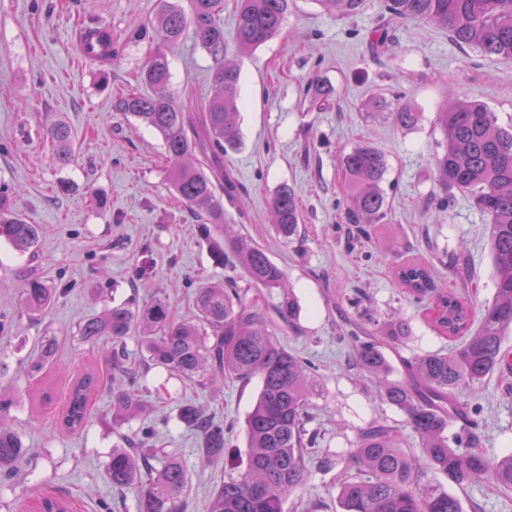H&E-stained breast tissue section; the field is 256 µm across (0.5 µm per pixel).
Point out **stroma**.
I'll return each mask as SVG.
<instances>
[{"label": "stroma", "instance_id": "1", "mask_svg": "<svg viewBox=\"0 0 512 512\" xmlns=\"http://www.w3.org/2000/svg\"><path fill=\"white\" fill-rule=\"evenodd\" d=\"M236 3L224 0L220 14L226 57L241 70L242 145L224 161L238 193L224 203V237L251 239L285 271L298 313L295 327L278 324L277 334L322 376L323 394L311 411L317 439L310 476L301 500L288 501L286 510L304 512L309 503L318 512H336L337 473L319 469V460L343 458L359 429L374 421L406 427L404 414L383 403L355 368L343 334L347 323L372 329L407 324L405 342L385 351L398 380L403 360L447 352L456 341L438 335L424 304L395 286L397 264L425 260L435 268L438 287L470 295L476 307L494 298L489 220L465 194L446 197L432 158L444 140L436 113L447 90L484 102L501 124L512 122V62L460 48L441 27L388 24L383 0H366L346 19L316 0H293L280 34L242 54L231 43ZM158 8L159 0H0V198L42 227L32 257L0 237V316L6 321L0 359L10 366L0 386L17 394L8 419L30 451L19 474L0 471V512H20L42 488L74 501L77 512H136V491L112 488L106 469L124 436L146 429L158 440L153 466L174 453L188 471L185 512H207L214 488L246 460L245 420L259 380L203 388L165 369L145 368L132 339L128 365L145 371L140 383L150 414L113 425L112 396L103 390L81 430L67 432L57 422L66 389L84 368L112 374L111 363L81 342V322L131 299L144 306L159 298L174 318L189 319L196 313V288L227 274L214 262L197 218L169 186L160 135L112 106L120 90L139 86L147 60L160 48L152 38H131ZM87 15L112 29L109 66L78 53L75 30ZM382 27L389 38L381 46L373 32ZM164 50L171 94L190 109L204 104L214 60L190 34ZM313 82L331 89V96L308 94ZM399 103L419 112L414 127L393 123ZM56 120L74 133V158L64 167L46 138ZM365 141L387 155V208L380 223L360 226L347 220L339 158ZM283 184L295 188L303 218L287 240L276 233L269 210ZM444 202L448 214L433 219ZM147 257L153 270L142 278L138 270ZM31 274L56 290L53 306L37 318L23 310L19 292ZM49 337L54 354L40 377H30L27 363ZM460 399L479 424L482 449L493 457L512 453V374L493 375L482 390ZM190 403L206 405L215 421L234 422L222 456L203 459L199 433L180 422V408Z\"/></svg>", "mask_w": 512, "mask_h": 512}]
</instances>
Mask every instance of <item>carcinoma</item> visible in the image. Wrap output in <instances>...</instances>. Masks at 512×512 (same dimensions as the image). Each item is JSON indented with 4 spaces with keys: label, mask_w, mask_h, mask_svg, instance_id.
Returning a JSON list of instances; mask_svg holds the SVG:
<instances>
[{
    "label": "carcinoma",
    "mask_w": 512,
    "mask_h": 512,
    "mask_svg": "<svg viewBox=\"0 0 512 512\" xmlns=\"http://www.w3.org/2000/svg\"><path fill=\"white\" fill-rule=\"evenodd\" d=\"M290 0H237L233 41L242 53L251 52L281 29ZM338 18L358 15L364 0H316ZM190 10L164 5L154 19L136 29L132 37H157L176 43L193 30L203 49L215 60L213 91L195 111L180 106L170 94L171 72L167 56L157 51L148 61L141 80L148 91L130 90L114 103L155 129L162 137L169 161L170 186L202 221L214 261L224 254L223 198H234L237 187L224 176V156L241 145L235 121L239 101V68L224 62L226 42L219 20L223 0H189ZM385 11L395 22L438 25L448 30L461 47L488 58L512 61V0H385ZM401 128L417 124L419 113L402 106L391 113ZM444 131L442 150L434 156L437 181L446 192L458 190L491 223L490 248L496 270L495 296L480 311L479 326L471 331L474 310L460 294L435 287L434 269L423 262L407 261L395 270L405 292L430 298L431 320L437 330L463 341L452 350L428 353L404 363L405 376L391 381L382 348L396 347L406 336L400 323L389 329L370 330L356 323L351 332L353 353L360 372L376 385L381 401L406 416V424L419 437L422 457H416L400 439V431L375 422L359 431L355 448L343 458L351 475L336 484L339 512H463L460 497L438 483L423 481L424 472L444 476L463 490L485 477L512 487V455L492 459L479 448L473 428L448 436V423L467 415L459 393L479 388L499 372L512 373V353L504 348L512 328V125L503 126L489 107L465 95L446 102L437 115ZM55 161L70 164L73 133L63 121L47 128ZM349 219L353 224H377L385 217V197L380 187L387 172L385 152L361 143L344 153ZM272 224L285 239L298 233L301 212L295 189L283 184L270 202ZM41 229L0 202V236L19 254L34 255ZM232 250L243 276L259 288H279V317L295 325L297 304L285 291L284 271L265 250L244 237ZM56 289L38 277L27 280L23 306L31 315L45 313L54 303ZM197 313L190 321L176 320L165 301L142 308L128 303L112 306L79 325L83 343L107 345L112 368L122 367L126 339H137L147 365H159L205 388L218 378L248 381L259 377L261 388L246 420V465L237 476L218 485L208 512H285L290 499L300 498L308 479L310 408L322 395L317 369L287 350L276 329L259 312L236 278L209 283L195 293ZM53 354L50 342L29 364L30 374H40ZM103 386L101 376L86 370L73 381L60 412L63 428L84 427L92 412V397ZM138 376L121 374L111 379L112 419L120 423L140 415L145 400L136 393ZM15 397L0 390V468L21 462L25 456L16 429L4 421ZM179 419L200 431L202 456L224 453V425L214 422L194 405L179 411ZM126 446L112 449L107 476L114 487L137 491V512H183L188 479L182 460L166 456L159 468L147 467L145 441L125 438ZM32 512H73V502L42 494L30 504Z\"/></svg>",
    "instance_id": "carcinoma-1"
}]
</instances>
